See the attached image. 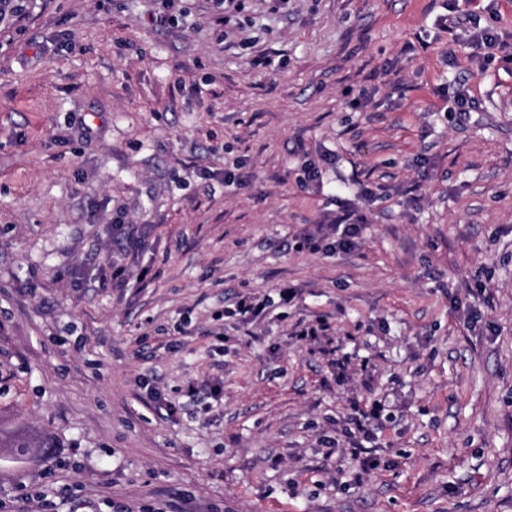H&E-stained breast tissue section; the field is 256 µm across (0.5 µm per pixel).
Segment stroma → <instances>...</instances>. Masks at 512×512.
<instances>
[{
	"label": "stroma",
	"instance_id": "obj_1",
	"mask_svg": "<svg viewBox=\"0 0 512 512\" xmlns=\"http://www.w3.org/2000/svg\"><path fill=\"white\" fill-rule=\"evenodd\" d=\"M448 1L512 34V0L0 13V430L56 442L0 448V512H512V47L440 29ZM348 210L356 249H292ZM316 318L329 348L292 335ZM376 399L365 472L343 430ZM268 312L269 305L264 299L259 300L253 296L241 295L230 313L236 316L242 324L249 325L265 318Z\"/></svg>",
	"mask_w": 512,
	"mask_h": 512
}]
</instances>
